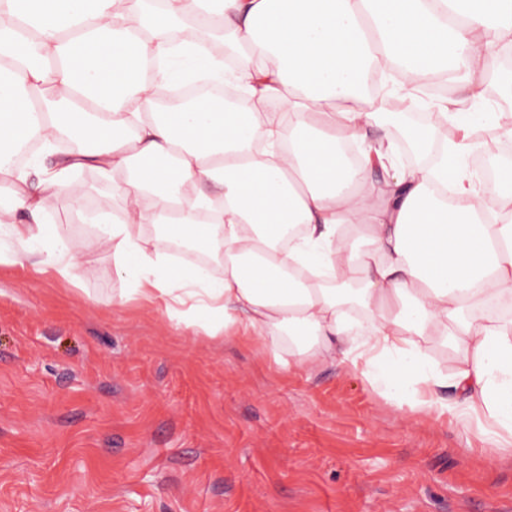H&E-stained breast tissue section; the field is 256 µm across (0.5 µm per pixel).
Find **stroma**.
<instances>
[{
  "instance_id": "stroma-1",
  "label": "stroma",
  "mask_w": 512,
  "mask_h": 512,
  "mask_svg": "<svg viewBox=\"0 0 512 512\" xmlns=\"http://www.w3.org/2000/svg\"><path fill=\"white\" fill-rule=\"evenodd\" d=\"M73 177L111 213L110 180ZM43 217L77 258L101 231L63 196ZM0 252V512H512V454L361 371L113 304L107 246L73 282Z\"/></svg>"
}]
</instances>
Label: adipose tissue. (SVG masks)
<instances>
[{"label": "adipose tissue", "mask_w": 512, "mask_h": 512, "mask_svg": "<svg viewBox=\"0 0 512 512\" xmlns=\"http://www.w3.org/2000/svg\"><path fill=\"white\" fill-rule=\"evenodd\" d=\"M144 3L0 0V231L37 245L38 272L71 279L110 245L134 294L169 317L361 369L394 406L477 423L491 447L512 448V317L487 315L512 301V175L485 190L457 164L480 123L512 137V113L439 101L460 139L403 129L439 153L430 167L401 166L392 142L364 134L400 119L369 86L416 103L426 79L459 73L478 91L487 55L512 42V0H165L150 21ZM191 78L234 83L243 102L157 111L160 88ZM65 139L78 150L61 151ZM30 142L35 186L14 161ZM85 166L125 180L104 241L76 259L42 213L52 194L81 201L71 174ZM375 168L382 181L364 187ZM149 224L223 254V276L151 253ZM292 225L302 234L283 244ZM431 341L462 351L452 374L429 363Z\"/></svg>", "instance_id": "1"}]
</instances>
